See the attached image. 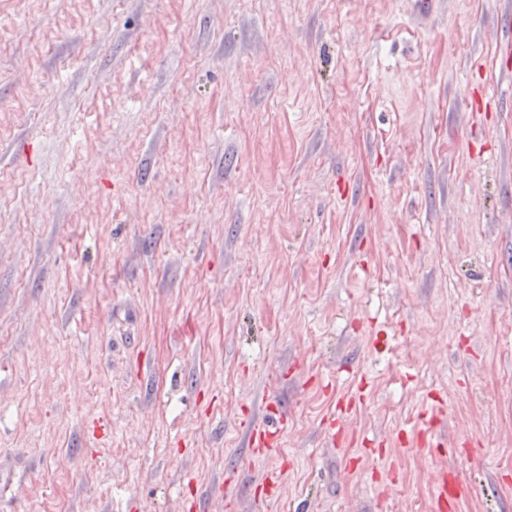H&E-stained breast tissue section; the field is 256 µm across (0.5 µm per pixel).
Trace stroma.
Instances as JSON below:
<instances>
[{
    "mask_svg": "<svg viewBox=\"0 0 512 512\" xmlns=\"http://www.w3.org/2000/svg\"><path fill=\"white\" fill-rule=\"evenodd\" d=\"M508 13L0 0V512H512ZM266 413L274 422L254 423L246 433L247 446L254 456H266L276 452L288 426V417L275 401H267ZM437 417L435 415H427L419 416L420 421V429H419V440L417 441V446L419 447H427L421 449H427L430 451V448L437 447H445L446 444L444 442L438 441L441 436L438 434L439 431V423L435 421ZM469 485L452 467L441 470L435 480L431 508L433 512H456L460 501L468 495Z\"/></svg>",
    "mask_w": 512,
    "mask_h": 512,
    "instance_id": "1",
    "label": "stroma"
}]
</instances>
